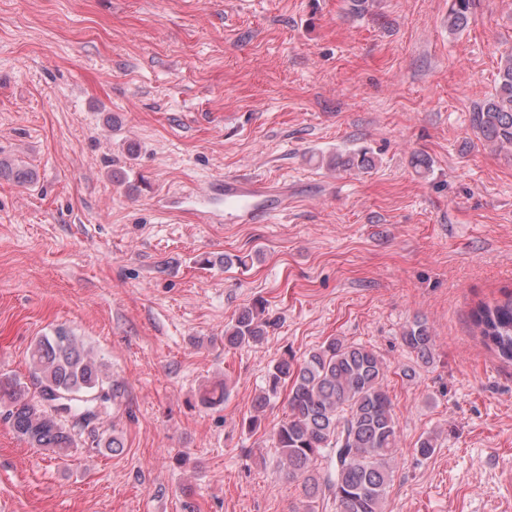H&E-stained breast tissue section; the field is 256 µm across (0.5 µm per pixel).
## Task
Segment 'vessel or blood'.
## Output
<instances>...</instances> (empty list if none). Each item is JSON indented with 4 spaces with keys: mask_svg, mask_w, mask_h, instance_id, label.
<instances>
[{
    "mask_svg": "<svg viewBox=\"0 0 512 512\" xmlns=\"http://www.w3.org/2000/svg\"><path fill=\"white\" fill-rule=\"evenodd\" d=\"M211 195L223 197L228 217L238 224H257L285 209L288 190L276 188L260 178H231L212 185Z\"/></svg>",
    "mask_w": 512,
    "mask_h": 512,
    "instance_id": "vessel-or-blood-1",
    "label": "vessel or blood"
}]
</instances>
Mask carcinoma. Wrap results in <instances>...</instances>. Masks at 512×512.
<instances>
[{
  "instance_id": "cac0c4a2",
  "label": "carcinoma",
  "mask_w": 512,
  "mask_h": 512,
  "mask_svg": "<svg viewBox=\"0 0 512 512\" xmlns=\"http://www.w3.org/2000/svg\"><path fill=\"white\" fill-rule=\"evenodd\" d=\"M475 7L476 0H449V28L467 29ZM470 123L484 141L512 153V52L501 58L494 92L476 105ZM369 154L360 148L344 159L336 157V166L370 169ZM264 314L262 301L240 312L224 326V346L263 342L270 327ZM473 321L483 342L500 359L512 362V297L479 306ZM401 341L422 363H430L434 336L426 321L415 320ZM29 361L37 397L30 396L26 383L0 374V410L31 447L65 456L76 447V426L54 415L45 401L67 399L69 412L88 426L108 412L118 389L64 328L36 338ZM385 377L374 351L336 337L300 360L285 354L267 370L248 427H257L260 413L288 390V415L274 428L272 439L288 477L301 482L305 512H317V503L326 499L336 512H385L399 441ZM227 394V386H214L204 391L201 403L220 404ZM320 460L326 467H317Z\"/></svg>"
}]
</instances>
